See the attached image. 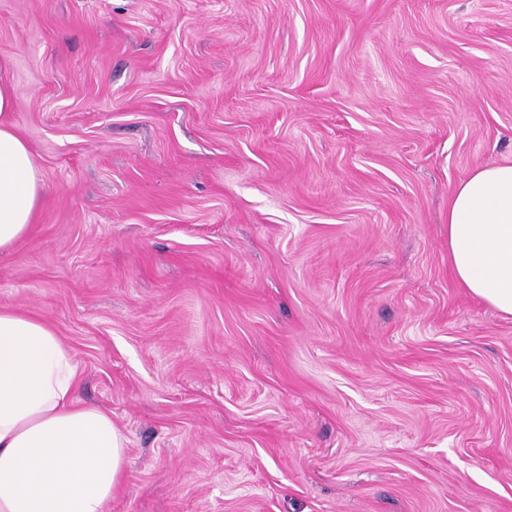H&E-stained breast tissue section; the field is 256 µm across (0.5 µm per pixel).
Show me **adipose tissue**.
Segmentation results:
<instances>
[{
  "mask_svg": "<svg viewBox=\"0 0 512 512\" xmlns=\"http://www.w3.org/2000/svg\"><path fill=\"white\" fill-rule=\"evenodd\" d=\"M16 106L0 80V253L29 233L44 192ZM448 262L471 296L512 317V160L475 169L451 192ZM77 387L53 326L0 308V512H106L128 440Z\"/></svg>",
  "mask_w": 512,
  "mask_h": 512,
  "instance_id": "ef3b65f1",
  "label": "adipose tissue"
}]
</instances>
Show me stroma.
<instances>
[{
	"label": "stroma",
	"instance_id": "1",
	"mask_svg": "<svg viewBox=\"0 0 512 512\" xmlns=\"http://www.w3.org/2000/svg\"><path fill=\"white\" fill-rule=\"evenodd\" d=\"M0 60V307L126 435L108 512H512V319L448 266L512 0H0ZM16 106L12 85L0 80V253L29 233L44 192L34 154L12 122Z\"/></svg>",
	"mask_w": 512,
	"mask_h": 512
}]
</instances>
